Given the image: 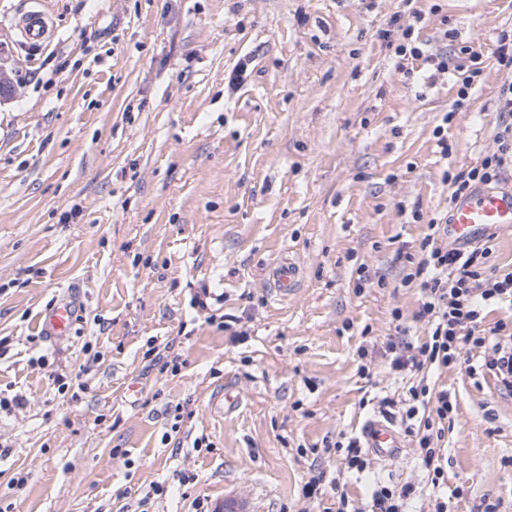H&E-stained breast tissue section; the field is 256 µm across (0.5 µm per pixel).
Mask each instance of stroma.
I'll use <instances>...</instances> for the list:
<instances>
[{
    "instance_id": "stroma-1",
    "label": "stroma",
    "mask_w": 512,
    "mask_h": 512,
    "mask_svg": "<svg viewBox=\"0 0 512 512\" xmlns=\"http://www.w3.org/2000/svg\"><path fill=\"white\" fill-rule=\"evenodd\" d=\"M34 6L55 34L33 54L15 25ZM413 7L431 49L483 52L463 108L460 72L404 76L378 40L393 14L394 36L411 23L401 0H0V398L20 400L0 411V512H300L304 483L336 465L297 446L358 435L406 395L415 377L383 347L420 345L427 324L401 279L448 209L444 170L496 150L512 83L492 56L512 0ZM449 111L444 155L433 130ZM284 251L305 279L276 301L264 269ZM62 301L74 332L52 343L38 321ZM428 381L457 402L442 442L456 512H512V396L460 367ZM403 440L347 475L352 497L410 485L411 512L427 506Z\"/></svg>"
}]
</instances>
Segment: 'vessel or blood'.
Wrapping results in <instances>:
<instances>
[{
  "instance_id": "vessel-or-blood-1",
  "label": "vessel or blood",
  "mask_w": 512,
  "mask_h": 512,
  "mask_svg": "<svg viewBox=\"0 0 512 512\" xmlns=\"http://www.w3.org/2000/svg\"><path fill=\"white\" fill-rule=\"evenodd\" d=\"M18 29L25 44L37 48L49 42L54 28L49 16L40 10L24 13L18 20ZM512 225V189L479 188L467 197L456 200L448 223V241L458 248H466L479 241L497 227ZM265 279L277 299L285 300L299 292L303 272L289 256H281L270 263ZM75 320L74 306L65 301L48 311L41 330L53 340L69 337ZM364 447L381 458L397 455L402 446L401 435L392 421L374 418L361 430Z\"/></svg>"
}]
</instances>
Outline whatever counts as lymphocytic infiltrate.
Returning <instances> with one entry per match:
<instances>
[{
  "label": "lymphocytic infiltrate",
  "mask_w": 512,
  "mask_h": 512,
  "mask_svg": "<svg viewBox=\"0 0 512 512\" xmlns=\"http://www.w3.org/2000/svg\"><path fill=\"white\" fill-rule=\"evenodd\" d=\"M413 18V24L402 31V42H395L388 29L379 30L378 37L399 60L421 61L425 77L432 80L447 73L448 55L428 49L426 40L417 39L423 15L417 11ZM497 110L501 132L496 151L476 166L444 172L443 179L452 197L463 196L477 185L498 181L504 169L512 166V85L500 90ZM447 224L444 216L428 220L421 242L424 257L416 267L422 277V302L415 317L426 321L427 337L416 347L387 341L385 348L392 356L391 366L409 373L432 366L447 368L460 364L463 349L472 346L483 351L482 372L492 376L499 389L512 394V335L504 322L490 324L483 316L489 305L512 303V270L491 276L482 274L480 265L489 253L488 245L464 251L448 247ZM456 413L457 404L447 391L430 390L421 382L409 388L401 421L414 436L419 458L436 487L448 480L440 443L452 427ZM315 455L320 459L340 457L347 471L358 474L370 471L372 465L368 450L356 437L324 441ZM329 491L334 494L333 504L324 512H407L406 501L412 488L379 483L362 501L352 499L340 480H331L326 485L315 477L303 485L302 496L306 501L319 503Z\"/></svg>",
  "instance_id": "lymphocytic-infiltrate-1"
}]
</instances>
